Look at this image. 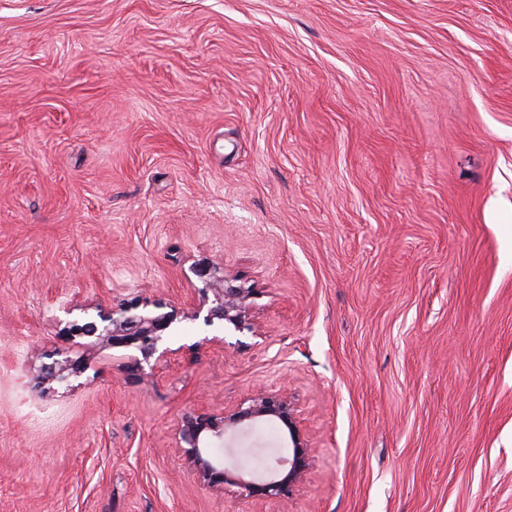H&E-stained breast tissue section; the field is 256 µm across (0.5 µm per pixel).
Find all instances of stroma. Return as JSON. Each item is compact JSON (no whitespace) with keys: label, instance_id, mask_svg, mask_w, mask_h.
I'll return each mask as SVG.
<instances>
[{"label":"stroma","instance_id":"35a3bbf8","mask_svg":"<svg viewBox=\"0 0 512 512\" xmlns=\"http://www.w3.org/2000/svg\"><path fill=\"white\" fill-rule=\"evenodd\" d=\"M202 261L259 335L37 386L68 310L190 308ZM261 388L285 502L173 443ZM0 512H512V0H0ZM260 422H279L288 430V452L264 471H244L232 456L229 461L212 457L209 448L223 447L226 439ZM187 467L200 484L224 494L246 498H288L312 464V450L288 397L258 390L235 407L187 412L174 433ZM235 488V490H231Z\"/></svg>","mask_w":512,"mask_h":512}]
</instances>
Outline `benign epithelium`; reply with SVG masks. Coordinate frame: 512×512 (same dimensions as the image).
Returning a JSON list of instances; mask_svg holds the SVG:
<instances>
[{"instance_id":"obj_1","label":"benign epithelium","mask_w":512,"mask_h":512,"mask_svg":"<svg viewBox=\"0 0 512 512\" xmlns=\"http://www.w3.org/2000/svg\"><path fill=\"white\" fill-rule=\"evenodd\" d=\"M201 281L198 304L192 318L202 320L213 331L205 342L226 344L225 337L244 332L257 335L253 315V298L257 291L245 285L217 264L207 262L194 267ZM181 319L173 305L146 298L123 299L110 309L85 314L69 322L63 333L65 342L74 346L106 343L127 353L125 370L140 379L146 371H155L180 352L167 345ZM64 351L46 355L38 379L42 383L63 381L83 373L74 361L59 359ZM260 422H279L288 430L291 446L264 471H244L236 457L220 460L209 449L221 447L226 439ZM187 467L200 484L224 494L233 492L246 498L265 499L289 497L312 464V450L297 420L288 397L259 390L235 407L192 410L186 413L174 433Z\"/></svg>"}]
</instances>
